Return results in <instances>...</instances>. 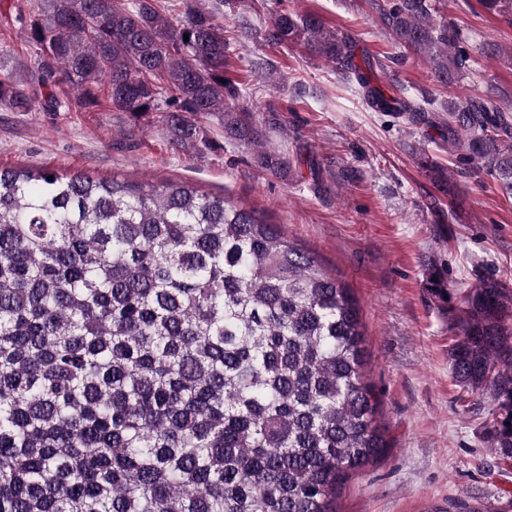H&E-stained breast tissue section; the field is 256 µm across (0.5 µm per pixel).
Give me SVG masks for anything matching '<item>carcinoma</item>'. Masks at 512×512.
I'll return each instance as SVG.
<instances>
[{
    "mask_svg": "<svg viewBox=\"0 0 512 512\" xmlns=\"http://www.w3.org/2000/svg\"><path fill=\"white\" fill-rule=\"evenodd\" d=\"M15 22L36 49L28 79L0 77L11 112L153 113L174 146L220 112L224 139L260 169L266 148L224 75V6L243 38L300 48L354 82L365 105L433 128L512 195V102L488 84L437 106L381 84L388 63L314 14L258 0H41ZM512 26V0H479ZM437 0H369L394 44L443 88L470 68L468 38ZM189 40H184V36ZM53 180H47V177ZM453 378L493 416L512 459V289L461 291ZM350 289L254 209L186 183L0 169V512H336L344 477L385 448L363 373Z\"/></svg>",
    "mask_w": 512,
    "mask_h": 512,
    "instance_id": "obj_1",
    "label": "carcinoma"
}]
</instances>
